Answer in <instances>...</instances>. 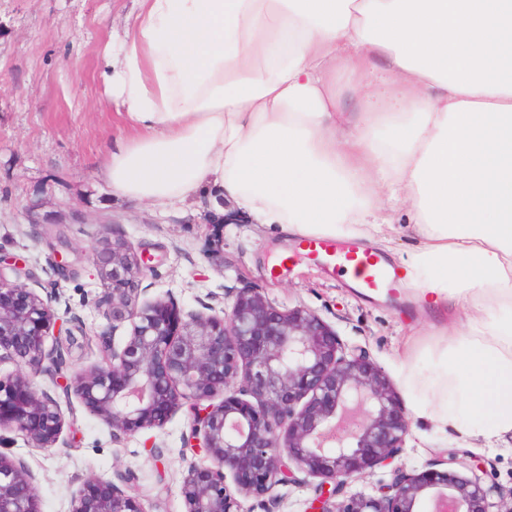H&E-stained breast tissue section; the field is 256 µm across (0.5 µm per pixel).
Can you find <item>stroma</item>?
I'll return each mask as SVG.
<instances>
[{"label":"stroma","instance_id":"1","mask_svg":"<svg viewBox=\"0 0 512 512\" xmlns=\"http://www.w3.org/2000/svg\"><path fill=\"white\" fill-rule=\"evenodd\" d=\"M135 10L134 0H0V251L27 260L40 282L55 281V309L75 327L62 339L71 367L101 359L98 335L109 323L98 304L102 285L87 255L110 231L157 259L141 280L142 298L170 295L185 309L218 314L226 293L256 282L276 303L318 313L398 380L402 360L425 357L440 341L437 329L448 322L447 314L423 306L413 289L368 294L300 256L289 259L286 272L271 273L281 251L294 242L288 233L247 220L203 223L211 207L205 199L193 202L185 215L117 199L98 176L112 140L135 134L99 76L103 48L122 41ZM38 196L68 223L71 247L84 257L78 277H56L48 267L49 250L26 214ZM34 386L61 399L65 418L57 447L36 448L19 436L10 446L35 476L41 512H69L88 477L121 475L129 479L125 491L147 512H184V474L210 462L203 449L182 441L188 409L163 429L117 439L77 400L63 401L48 377L35 378ZM453 451L485 468L487 483L512 487L511 441L490 452L452 435H433L417 419L400 461L410 467Z\"/></svg>","mask_w":512,"mask_h":512}]
</instances>
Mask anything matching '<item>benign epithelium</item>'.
<instances>
[{
    "label": "benign epithelium",
    "instance_id": "benign-epithelium-1",
    "mask_svg": "<svg viewBox=\"0 0 512 512\" xmlns=\"http://www.w3.org/2000/svg\"><path fill=\"white\" fill-rule=\"evenodd\" d=\"M42 209L41 201L29 202L52 271L77 274L81 258L69 259L64 221ZM90 255L107 285L112 330L127 324L130 331L120 346L101 332V361L68 374L52 297L20 282L34 277L21 259L0 254V364L16 366L0 374V432L56 447L61 406L34 387V378L46 375L61 379L65 397H76L116 438L161 429L191 401L186 443L204 449L211 465L183 477L184 512H243L228 481L262 495L297 483V470L308 476L304 484L315 480L301 512H435L440 500L452 512H512V488L486 484L457 452L409 469L397 465L389 481L352 489L404 452L410 420L370 353L344 342L316 312L281 307L258 285L239 289L220 315L186 311L171 297L142 300L140 277L152 256L107 233ZM6 446L0 436V512H41L34 476ZM69 512L147 510L112 480L95 477Z\"/></svg>",
    "mask_w": 512,
    "mask_h": 512
}]
</instances>
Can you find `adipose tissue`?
<instances>
[{
	"instance_id": "obj_1",
	"label": "adipose tissue",
	"mask_w": 512,
	"mask_h": 512,
	"mask_svg": "<svg viewBox=\"0 0 512 512\" xmlns=\"http://www.w3.org/2000/svg\"><path fill=\"white\" fill-rule=\"evenodd\" d=\"M100 67L142 131L106 152L114 193L413 240L404 285L461 329L428 375L402 363L432 394L415 416L491 450L512 433V0H137Z\"/></svg>"
}]
</instances>
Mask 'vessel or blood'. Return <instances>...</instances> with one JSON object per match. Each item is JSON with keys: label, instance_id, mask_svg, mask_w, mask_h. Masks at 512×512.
Returning <instances> with one entry per match:
<instances>
[{"label": "vessel or blood", "instance_id": "1", "mask_svg": "<svg viewBox=\"0 0 512 512\" xmlns=\"http://www.w3.org/2000/svg\"><path fill=\"white\" fill-rule=\"evenodd\" d=\"M295 251L328 269L352 274L358 286L371 293L393 291L399 281L397 268L385 256L352 242L308 238L296 243Z\"/></svg>", "mask_w": 512, "mask_h": 512}]
</instances>
